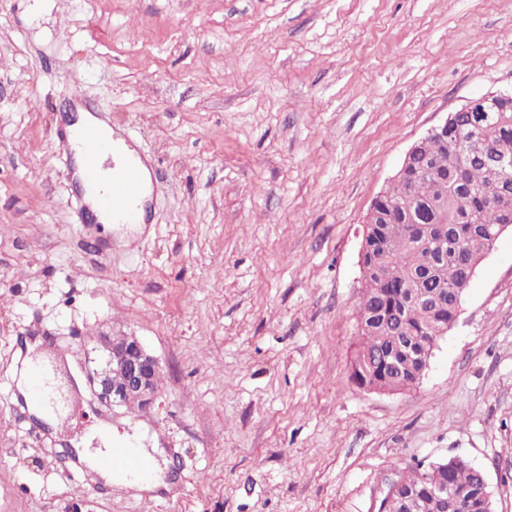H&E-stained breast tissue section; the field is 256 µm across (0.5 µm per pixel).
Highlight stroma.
<instances>
[{"mask_svg":"<svg viewBox=\"0 0 512 512\" xmlns=\"http://www.w3.org/2000/svg\"><path fill=\"white\" fill-rule=\"evenodd\" d=\"M69 74L148 160L134 237L68 205ZM511 88L512 0H0V512H377L455 455L512 512V230L421 384L351 377L368 209L448 112ZM37 336L82 378L136 337L154 403L87 389L40 423L15 374ZM101 420L164 449V488L73 464Z\"/></svg>","mask_w":512,"mask_h":512,"instance_id":"stroma-1","label":"stroma"}]
</instances>
